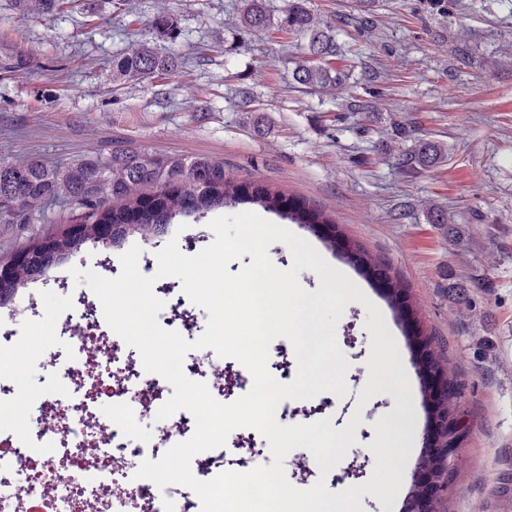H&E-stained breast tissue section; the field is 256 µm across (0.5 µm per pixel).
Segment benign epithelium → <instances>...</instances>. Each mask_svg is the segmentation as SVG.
<instances>
[{
	"mask_svg": "<svg viewBox=\"0 0 512 512\" xmlns=\"http://www.w3.org/2000/svg\"><path fill=\"white\" fill-rule=\"evenodd\" d=\"M56 244L47 241L39 246L18 252L7 264H0V281L11 283L18 288L23 280L16 275L19 268L31 276H37L53 259ZM420 374L431 384V417L424 438L422 463L414 478L416 496L412 512H436L438 502L448 494V480L455 470L460 448L451 442L453 432L462 423L448 415L445 405L448 401V380L437 367H424V359H419Z\"/></svg>",
	"mask_w": 512,
	"mask_h": 512,
	"instance_id": "7a95c632",
	"label": "benign epithelium"
}]
</instances>
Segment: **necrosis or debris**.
Returning a JSON list of instances; mask_svg holds the SVG:
<instances>
[{
    "mask_svg": "<svg viewBox=\"0 0 512 512\" xmlns=\"http://www.w3.org/2000/svg\"><path fill=\"white\" fill-rule=\"evenodd\" d=\"M101 309L98 302L80 309L83 325L62 348L51 336L35 342L0 331V353L24 348L47 357L59 391L53 401L27 393L20 365L0 378L1 395L24 394L14 412L32 421L20 437L0 420V512H201V500L189 487L172 499L135 476V462L159 460L189 440L196 423L189 411L180 410L159 437L129 445L128 422L166 402L167 382L145 371L139 352L99 320ZM101 398L112 403L111 418H98Z\"/></svg>",
    "mask_w": 512,
    "mask_h": 512,
    "instance_id": "4bbe7bcc",
    "label": "necrosis or debris"
}]
</instances>
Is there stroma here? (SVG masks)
<instances>
[{"mask_svg": "<svg viewBox=\"0 0 512 512\" xmlns=\"http://www.w3.org/2000/svg\"><path fill=\"white\" fill-rule=\"evenodd\" d=\"M241 0H76L56 15L25 20L12 0H0V155L39 156L51 165L109 158L134 148L153 155H204L241 180L265 183L303 200L335 221L344 244L332 267L357 279V251L388 265L401 296L371 293L394 338L409 378L413 408L410 451L393 512H409L412 475L430 417L415 360L422 348L460 387L456 416L466 428L444 512H512V0H312L333 29L338 85L306 93L292 71L305 59L304 35L250 30ZM180 18L171 41L150 32L160 8ZM174 55L177 70L159 83L119 82L112 58L142 43ZM20 68H11L14 59ZM248 88L268 120L257 134L237 108ZM373 106L346 108L349 96ZM411 127L393 146L392 123ZM423 140L440 144L443 160L409 178L399 151ZM447 213L459 229L433 224ZM72 215L54 204L26 224H0V259L56 232ZM214 212L179 217L144 238L130 236L149 266L169 241L192 256L209 246ZM124 248L84 244L69 262L53 264L18 289L35 309L11 310L19 331L55 337L64 345V315L76 298L94 299L71 268L108 279L122 270ZM370 318L348 303L336 342L349 363L348 393L323 392L289 400V424L362 422L356 443L328 473L312 453L291 451L285 474L298 489L324 480L333 493L366 483L375 467V422L393 414L387 392L360 403L367 383Z\"/></svg>", "mask_w": 512, "mask_h": 512, "instance_id": "obj_1", "label": "stroma"}]
</instances>
